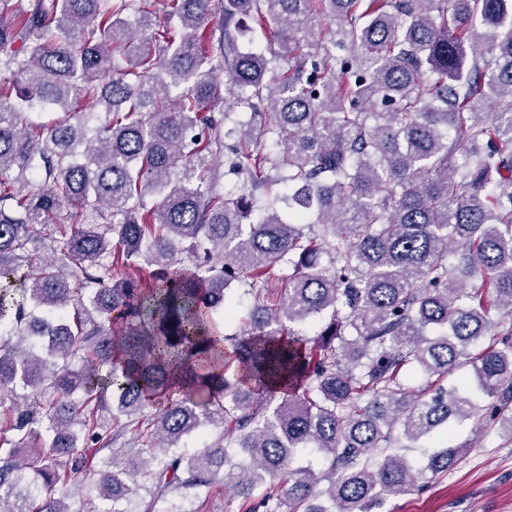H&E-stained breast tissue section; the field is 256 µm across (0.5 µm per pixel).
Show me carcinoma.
Listing matches in <instances>:
<instances>
[{"mask_svg": "<svg viewBox=\"0 0 512 512\" xmlns=\"http://www.w3.org/2000/svg\"><path fill=\"white\" fill-rule=\"evenodd\" d=\"M153 6L0 0V512H381L512 443V0ZM186 509L199 510L200 512H243L240 499H227L219 493L206 492L205 490L193 491L183 500Z\"/></svg>", "mask_w": 512, "mask_h": 512, "instance_id": "obj_1", "label": "carcinoma"}]
</instances>
